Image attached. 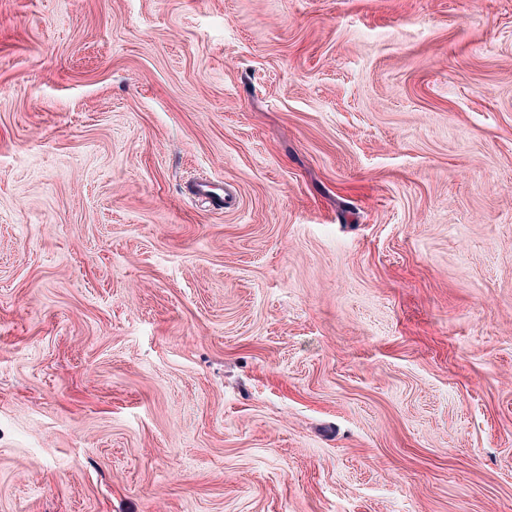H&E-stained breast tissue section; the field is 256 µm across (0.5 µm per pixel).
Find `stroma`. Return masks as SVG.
I'll return each instance as SVG.
<instances>
[{"instance_id": "obj_1", "label": "stroma", "mask_w": 512, "mask_h": 512, "mask_svg": "<svg viewBox=\"0 0 512 512\" xmlns=\"http://www.w3.org/2000/svg\"><path fill=\"white\" fill-rule=\"evenodd\" d=\"M0 512H512V0H0Z\"/></svg>"}]
</instances>
